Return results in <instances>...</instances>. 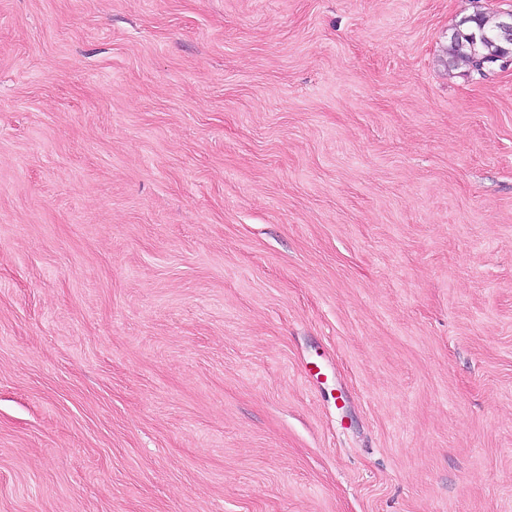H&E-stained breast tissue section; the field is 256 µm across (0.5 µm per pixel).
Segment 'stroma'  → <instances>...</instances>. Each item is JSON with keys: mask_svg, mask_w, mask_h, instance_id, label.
Wrapping results in <instances>:
<instances>
[{"mask_svg": "<svg viewBox=\"0 0 512 512\" xmlns=\"http://www.w3.org/2000/svg\"><path fill=\"white\" fill-rule=\"evenodd\" d=\"M512 0H0V512H512ZM501 15L502 22L498 38L512 44V10L503 11ZM499 21V15L490 17L478 13L456 28L451 36V62L461 63L468 70L480 76H486L481 69L487 71L490 67L488 60L497 59L498 61L497 56L504 54L505 49L510 48L495 35ZM463 25L466 26L463 27ZM482 57L483 59L479 60Z\"/></svg>", "mask_w": 512, "mask_h": 512, "instance_id": "1", "label": "stroma"}]
</instances>
